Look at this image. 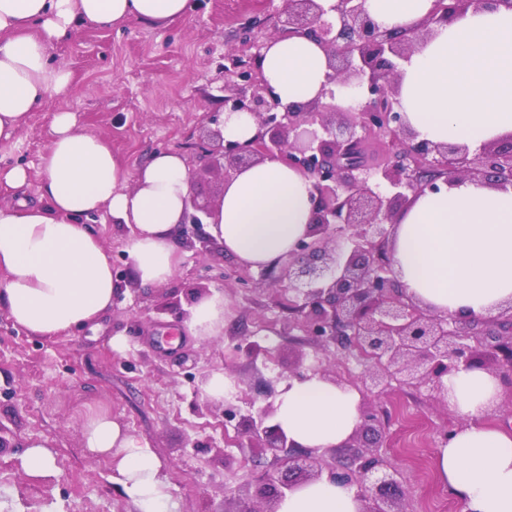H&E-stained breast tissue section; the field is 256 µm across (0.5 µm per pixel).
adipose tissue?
I'll list each match as a JSON object with an SVG mask.
<instances>
[{
    "instance_id": "ef3b65f1",
    "label": "adipose tissue",
    "mask_w": 512,
    "mask_h": 512,
    "mask_svg": "<svg viewBox=\"0 0 512 512\" xmlns=\"http://www.w3.org/2000/svg\"><path fill=\"white\" fill-rule=\"evenodd\" d=\"M433 0H367L387 30L415 25ZM189 0H0V144L15 143L31 112L66 95L72 73L49 46L75 24L111 27L135 18L159 27L182 18ZM260 69L282 105L316 99L327 56L316 42L276 38ZM400 110L419 138L478 148L512 135V9L467 12L418 41L398 85ZM43 203L0 205V303L14 325L53 337L96 326L118 286L101 240L85 224L105 213L131 232L125 251L144 285L169 282L183 260L176 241L190 189L184 158L155 152L128 173L105 139L81 131L74 113L53 117L40 157ZM310 180L277 161L245 169L224 186L213 227L226 255L261 269L292 251L310 230ZM408 296L439 314L486 319L512 304V189L460 179L418 196L396 219L389 243ZM205 340L224 330V293L198 297L183 320ZM502 380L485 370L449 374L443 398L466 422L439 448L442 484L461 512H512V430L486 424ZM272 422L302 448H335L360 423V394L317 374L280 386ZM83 442L110 458L137 512H172L169 487L149 442L89 414ZM353 486L321 477L289 490L275 512H364Z\"/></svg>"
}]
</instances>
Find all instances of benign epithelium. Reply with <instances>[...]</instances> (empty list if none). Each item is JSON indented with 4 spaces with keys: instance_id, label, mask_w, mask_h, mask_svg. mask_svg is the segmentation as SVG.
<instances>
[{
    "instance_id": "7a95c632",
    "label": "benign epithelium",
    "mask_w": 512,
    "mask_h": 512,
    "mask_svg": "<svg viewBox=\"0 0 512 512\" xmlns=\"http://www.w3.org/2000/svg\"><path fill=\"white\" fill-rule=\"evenodd\" d=\"M366 0H282L275 9L280 26L271 37L305 36L327 54V85L321 97L302 106H284L260 74L264 45L253 63L225 57L224 111L247 112L258 131L248 143L224 139L216 114L201 122L199 159L203 167L226 183L242 169L269 160L303 173L312 182V229L289 257L261 273V287L286 285L294 292L289 308L292 324L325 341H346L370 366L373 385L388 377L408 384H428L437 393L444 379L461 369L480 368V349L493 351L502 365L512 366V306L491 320L436 314L406 295L393 268L389 237L396 216L417 196L439 190L456 178L482 180L512 188V141L488 143L472 155L458 143H433L417 138L399 110L397 85L401 65L415 41L449 25L468 9L512 8V0H434L429 13L412 29L384 30L370 17ZM360 90L363 104L349 111L335 103L332 86ZM386 146L384 159L367 165L359 161L369 136ZM220 203L201 205L193 194L184 203L178 236L186 247L206 257L215 239L204 230L217 224ZM252 361L264 353L246 339L233 346ZM268 407L259 419L244 417L237 436L249 447L283 453L286 476L268 484L277 499L283 490L327 474L357 486L368 502L365 512H390L404 492L396 471L375 456H358L352 469L329 464V449H298L275 425L265 424ZM361 424L344 444L355 447L359 435L375 428L376 419L361 407Z\"/></svg>"
}]
</instances>
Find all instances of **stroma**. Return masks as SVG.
Returning a JSON list of instances; mask_svg holds the SVG:
<instances>
[{
	"label": "stroma",
	"instance_id": "1",
	"mask_svg": "<svg viewBox=\"0 0 512 512\" xmlns=\"http://www.w3.org/2000/svg\"><path fill=\"white\" fill-rule=\"evenodd\" d=\"M188 14L154 27L137 19L109 28L75 26L49 48L66 65L73 84L66 96L32 112L15 147L0 146V165H21L30 177L15 189L0 183V204L16 196L39 202L38 161L46 149L55 112L75 113L82 131L105 138L123 168L133 171L160 149L180 152L194 170L200 202L220 196L221 185L196 157L203 117L224 109L222 64L227 53L251 59L242 27L255 22L257 40L275 30L268 0H190ZM101 239L122 284L100 329L88 327L46 338L14 327L0 307V512H136L112 478L108 459L84 448L81 430L89 409H108L113 420L146 438L161 462L174 512H271L257 498L256 481L273 468L271 452L238 444L237 423L220 402L207 403L201 379L221 370L236 383L231 403L238 414L275 401L295 373L325 369L359 390L373 407L384 442L379 455L397 471L409 512H436L454 504L436 474L437 449L462 420L428 386L392 380L364 384L365 364L335 344H315L289 329V294L256 290L259 273L215 250L201 258L185 250L183 262L161 287L138 283L124 252L128 226L104 214L87 221ZM224 293V331L206 340L183 328L196 289ZM180 305L161 309L167 293ZM125 337V353L109 340ZM265 347L251 362L236 358L237 337ZM30 440L47 442L57 473L29 477L20 457Z\"/></svg>",
	"mask_w": 512,
	"mask_h": 512
}]
</instances>
